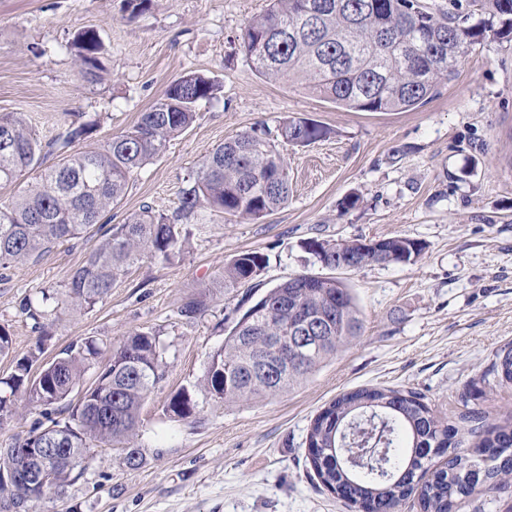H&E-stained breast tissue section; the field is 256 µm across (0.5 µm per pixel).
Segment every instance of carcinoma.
<instances>
[{
	"instance_id": "obj_1",
	"label": "carcinoma",
	"mask_w": 512,
	"mask_h": 512,
	"mask_svg": "<svg viewBox=\"0 0 512 512\" xmlns=\"http://www.w3.org/2000/svg\"><path fill=\"white\" fill-rule=\"evenodd\" d=\"M440 14L419 0H268L241 36L255 72L281 82L300 81L325 100L365 112L420 107L458 73L475 45L512 35V0H459ZM71 46L80 76L99 77L101 41L92 30L78 33ZM216 80L193 73L174 80L131 130L96 151L70 153L90 125L73 120L43 145L17 112L0 113V185L25 173L36 183L7 205H0V266L36 260L59 241L79 238L117 206L130 181L167 144L197 119L201 102L216 95ZM329 130L303 118L286 119L282 139L308 146ZM59 162L43 167L49 154ZM285 163L271 132L263 127L218 145L180 191L174 217L150 208L114 224L64 284L42 301L56 307L90 309L107 296L128 268L144 258L168 261L182 251L190 231L182 227L198 208L208 206L232 217L258 221L288 201ZM306 249L322 268L336 270V255L359 270L409 263L424 245L406 237L313 239ZM262 254L243 252L224 266V283L253 280L263 269ZM359 310L342 280L296 275L265 291L239 317L224 344L211 356L204 387L222 401H251L286 392L318 366L356 340ZM318 342L305 355L299 340ZM100 353L94 340L62 349L32 372L34 354L18 359L0 378L10 396H0V422L14 414L11 396L23 392L41 408L26 445L74 448L75 458L52 465L45 489L29 486L28 459L0 448V512H32L45 490L62 488L83 460L89 442L120 443L132 436L141 409L164 377L163 350L156 334L134 330L115 349L92 385L77 400L70 395L86 365ZM491 374L512 385V347L496 352ZM187 391L173 396L167 411L179 419L196 414ZM307 456L322 485L351 507L368 512H402L417 498L421 512H462L474 491L512 484V423L491 424L471 448L459 429L409 390L360 388L324 407L307 434Z\"/></svg>"
}]
</instances>
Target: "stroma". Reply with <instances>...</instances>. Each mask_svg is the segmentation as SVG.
Returning a JSON list of instances; mask_svg holds the SVG:
<instances>
[{"label":"stroma","mask_w":512,"mask_h":512,"mask_svg":"<svg viewBox=\"0 0 512 512\" xmlns=\"http://www.w3.org/2000/svg\"><path fill=\"white\" fill-rule=\"evenodd\" d=\"M266 0H151L130 14L126 0H0V113H21L43 142L77 112L93 128L76 152L101 148L129 130L180 76L221 85L196 122L147 164L112 212L113 223L142 208L169 215L203 159L251 127L288 118L329 128L306 147L280 143L288 201L261 221L199 210L180 256L129 268L93 308L48 316L38 330L25 299L60 288L98 244L83 237L37 261L0 268V327L15 359L48 360L92 338L102 353L85 370L91 384L132 331L158 334L164 379L125 444L91 443L74 482L49 489L37 512H350L306 460L311 420L341 393L363 387L413 390L448 423L475 438L465 409L512 419V386L484 383L496 351L512 345V41L474 46L456 79L424 106L395 112L349 110L300 84L259 76L241 47ZM95 30L106 53L100 79H81L69 43ZM360 201L343 209L346 197ZM407 237L424 243L411 264L342 273L363 321L361 336L300 385L249 402H222L201 387L212 354L239 315L267 289L300 273L322 274L312 239ZM257 251L266 263L253 284L225 287V262ZM205 296L201 316H179ZM189 391L198 404L181 420L168 399ZM39 417L24 396L0 423V448L18 447ZM140 451L129 468L125 451Z\"/></svg>","instance_id":"35a3bbf8"}]
</instances>
